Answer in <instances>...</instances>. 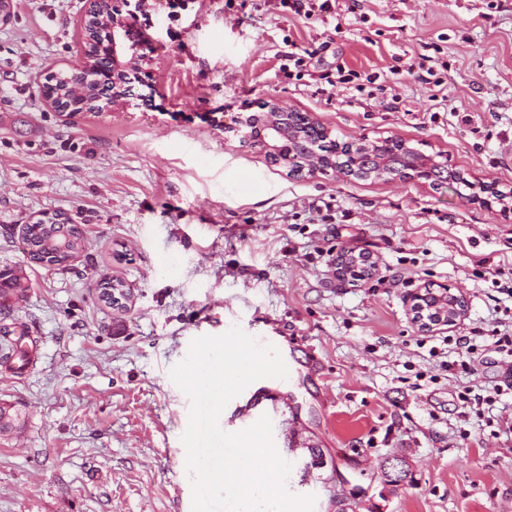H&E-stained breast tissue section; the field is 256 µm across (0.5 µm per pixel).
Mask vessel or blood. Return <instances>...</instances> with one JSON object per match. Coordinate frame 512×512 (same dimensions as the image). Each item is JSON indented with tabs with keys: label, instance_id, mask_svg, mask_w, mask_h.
I'll list each match as a JSON object with an SVG mask.
<instances>
[{
	"label": "vessel or blood",
	"instance_id": "obj_1",
	"mask_svg": "<svg viewBox=\"0 0 512 512\" xmlns=\"http://www.w3.org/2000/svg\"><path fill=\"white\" fill-rule=\"evenodd\" d=\"M287 383L282 379L264 378L259 389H245L224 409V430L235 433L255 425L267 412H283L288 407Z\"/></svg>",
	"mask_w": 512,
	"mask_h": 512
}]
</instances>
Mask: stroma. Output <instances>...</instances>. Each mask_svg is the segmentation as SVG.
Returning <instances> with one entry per match:
<instances>
[{
    "label": "stroma",
    "mask_w": 512,
    "mask_h": 512,
    "mask_svg": "<svg viewBox=\"0 0 512 512\" xmlns=\"http://www.w3.org/2000/svg\"><path fill=\"white\" fill-rule=\"evenodd\" d=\"M84 10L14 0L0 25V268L32 285L12 315L33 344L25 370L0 362V405L20 418L0 432V512H191L170 371L232 311L288 342L272 426L314 512H512V364L492 346L512 333V213L483 203L486 185L512 193V0H340L323 20L279 0H193L175 21L160 5L137 18L152 38L136 98L72 117L40 86L82 66ZM270 98L334 139L405 140L470 186L290 175L234 123ZM59 211L85 250L62 270L29 262L24 224ZM344 249L372 256L368 278L337 281ZM102 275L130 288L127 311L100 302ZM428 285L461 291L460 325L413 323ZM468 388L493 402L462 408ZM396 458L409 475L392 486Z\"/></svg>",
    "instance_id": "stroma-1"
}]
</instances>
